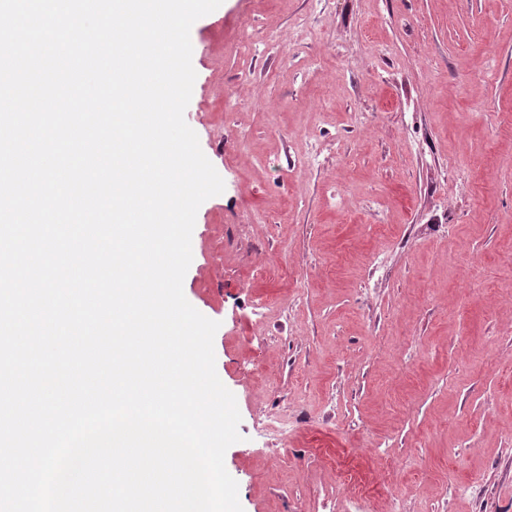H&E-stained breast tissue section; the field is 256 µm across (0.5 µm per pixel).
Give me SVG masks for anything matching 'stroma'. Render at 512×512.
I'll return each instance as SVG.
<instances>
[{"instance_id": "35a3bbf8", "label": "stroma", "mask_w": 512, "mask_h": 512, "mask_svg": "<svg viewBox=\"0 0 512 512\" xmlns=\"http://www.w3.org/2000/svg\"><path fill=\"white\" fill-rule=\"evenodd\" d=\"M190 38L225 190L183 291L243 512H512V0H223Z\"/></svg>"}]
</instances>
